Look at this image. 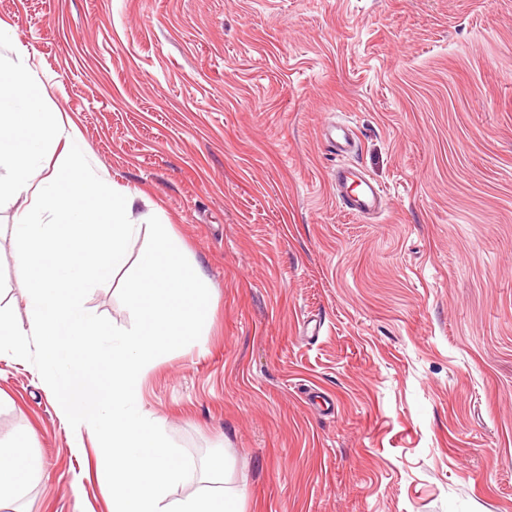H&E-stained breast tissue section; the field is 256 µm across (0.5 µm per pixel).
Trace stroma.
<instances>
[{"mask_svg": "<svg viewBox=\"0 0 512 512\" xmlns=\"http://www.w3.org/2000/svg\"><path fill=\"white\" fill-rule=\"evenodd\" d=\"M0 27L208 279L203 347L142 386L196 473L229 457L242 512H512V0H0ZM336 121L379 217L336 203ZM120 286L87 301L118 326ZM28 431L41 474L0 512H111L91 440L5 357L0 438ZM323 137L327 144L336 151V155L354 153L359 148L358 139L347 124L328 126L324 130Z\"/></svg>", "mask_w": 512, "mask_h": 512, "instance_id": "35a3bbf8", "label": "stroma"}]
</instances>
